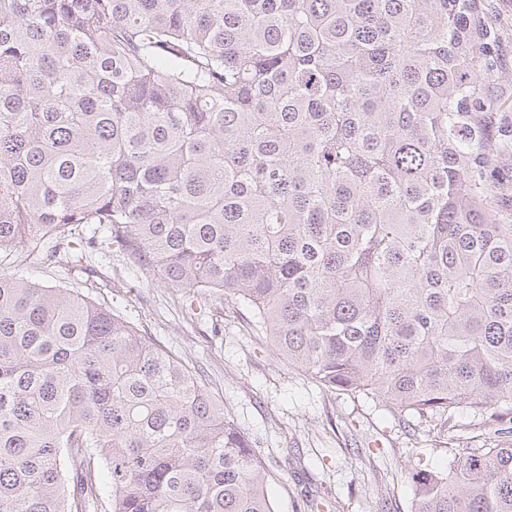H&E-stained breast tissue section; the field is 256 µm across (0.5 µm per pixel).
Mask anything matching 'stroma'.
I'll return each mask as SVG.
<instances>
[{"label": "stroma", "mask_w": 512, "mask_h": 512, "mask_svg": "<svg viewBox=\"0 0 512 512\" xmlns=\"http://www.w3.org/2000/svg\"><path fill=\"white\" fill-rule=\"evenodd\" d=\"M483 5L499 33L500 78L489 91L512 112V0ZM30 275L82 289L198 368L225 412L255 441L277 512H310L314 498L331 502L333 512H411L413 469L440 468L449 449L485 440L465 410L456 415L457 430L448 432L363 397L322 390L274 354L245 308L219 296L193 299L189 289L130 268L117 248L87 243L78 267L51 260Z\"/></svg>", "instance_id": "35a3bbf8"}]
</instances>
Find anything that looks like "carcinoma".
Listing matches in <instances>:
<instances>
[{"label":"carcinoma","mask_w":512,"mask_h":512,"mask_svg":"<svg viewBox=\"0 0 512 512\" xmlns=\"http://www.w3.org/2000/svg\"><path fill=\"white\" fill-rule=\"evenodd\" d=\"M481 0H0V512H275L203 375L27 276L104 225L323 390L494 443L412 512H512V114Z\"/></svg>","instance_id":"obj_1"}]
</instances>
